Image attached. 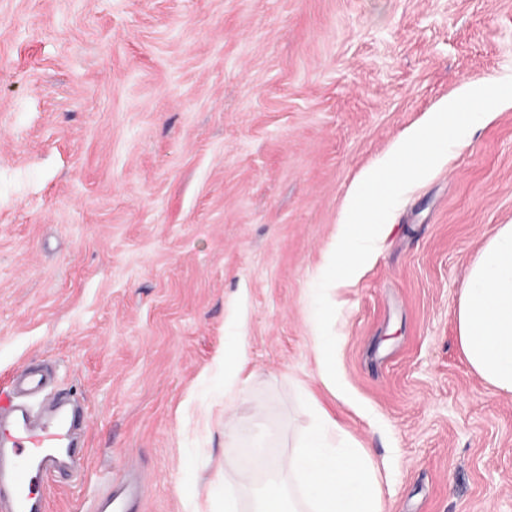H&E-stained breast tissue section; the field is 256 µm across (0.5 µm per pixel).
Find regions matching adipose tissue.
<instances>
[{
  "instance_id": "obj_1",
  "label": "adipose tissue",
  "mask_w": 512,
  "mask_h": 512,
  "mask_svg": "<svg viewBox=\"0 0 512 512\" xmlns=\"http://www.w3.org/2000/svg\"><path fill=\"white\" fill-rule=\"evenodd\" d=\"M458 343L471 369L497 392L512 396V224L482 248L462 284ZM318 426L297 449L271 461L252 512H382L371 459L335 444L336 425Z\"/></svg>"
}]
</instances>
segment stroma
I'll use <instances>...</instances> for the list:
<instances>
[{
	"instance_id": "35a3bbf8",
	"label": "stroma",
	"mask_w": 512,
	"mask_h": 512,
	"mask_svg": "<svg viewBox=\"0 0 512 512\" xmlns=\"http://www.w3.org/2000/svg\"><path fill=\"white\" fill-rule=\"evenodd\" d=\"M512 77V0H0V385L43 368L84 410L85 471L37 489L89 512H224V399L267 456L335 420L385 512H512V397L457 341L460 287L512 224V101L411 186L360 273L314 289L349 198L472 82ZM239 346L233 385L224 354Z\"/></svg>"
}]
</instances>
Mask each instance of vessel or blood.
Masks as SVG:
<instances>
[{
	"label": "vessel or blood",
	"mask_w": 512,
	"mask_h": 512,
	"mask_svg": "<svg viewBox=\"0 0 512 512\" xmlns=\"http://www.w3.org/2000/svg\"><path fill=\"white\" fill-rule=\"evenodd\" d=\"M73 413L62 404L36 420L30 408L0 401V512H41L34 493L41 475L70 466L80 468Z\"/></svg>",
	"instance_id": "b4317fda"
}]
</instances>
